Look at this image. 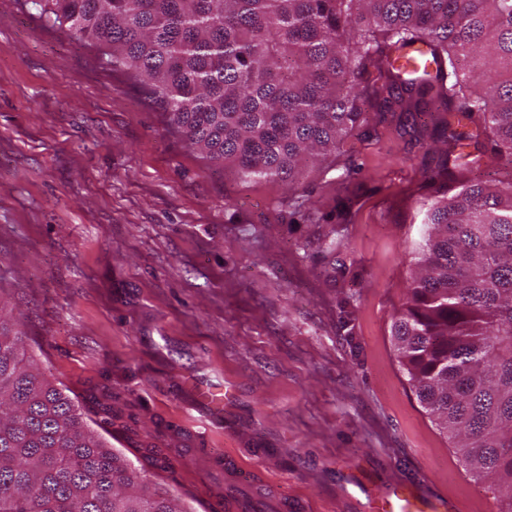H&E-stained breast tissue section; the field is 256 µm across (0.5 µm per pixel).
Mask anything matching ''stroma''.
I'll return each instance as SVG.
<instances>
[{
	"mask_svg": "<svg viewBox=\"0 0 512 512\" xmlns=\"http://www.w3.org/2000/svg\"><path fill=\"white\" fill-rule=\"evenodd\" d=\"M437 163L382 125L291 208L283 183L188 149L98 46L0 0V303L87 422L189 512L223 496L228 458L256 512H368L395 483L505 512L391 343Z\"/></svg>",
	"mask_w": 512,
	"mask_h": 512,
	"instance_id": "obj_1",
	"label": "stroma"
}]
</instances>
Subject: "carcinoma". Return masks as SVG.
<instances>
[{
  "instance_id": "cac0c4a2",
  "label": "carcinoma",
  "mask_w": 512,
  "mask_h": 512,
  "mask_svg": "<svg viewBox=\"0 0 512 512\" xmlns=\"http://www.w3.org/2000/svg\"><path fill=\"white\" fill-rule=\"evenodd\" d=\"M98 43L187 147L293 199L305 172L372 122L467 174L445 184L391 323L398 362L464 469L512 507V181L473 176L488 141L512 165V0H29ZM422 44L435 75L393 63ZM474 131L459 132L463 122ZM0 512H187L150 486L27 356L0 307Z\"/></svg>"
}]
</instances>
